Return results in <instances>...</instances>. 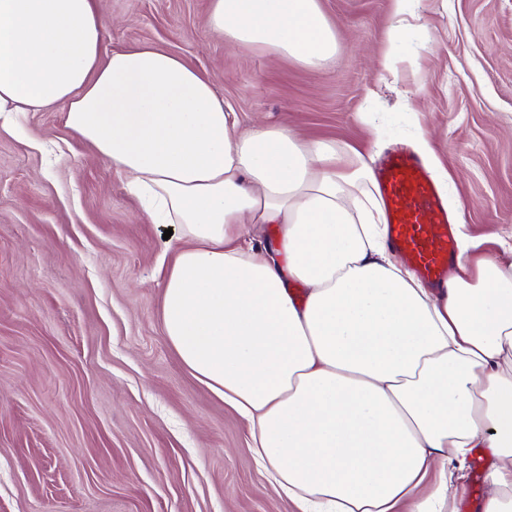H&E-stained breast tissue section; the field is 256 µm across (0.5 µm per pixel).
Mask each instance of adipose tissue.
I'll use <instances>...</instances> for the list:
<instances>
[{"instance_id":"ef3b65f1","label":"adipose tissue","mask_w":512,"mask_h":512,"mask_svg":"<svg viewBox=\"0 0 512 512\" xmlns=\"http://www.w3.org/2000/svg\"><path fill=\"white\" fill-rule=\"evenodd\" d=\"M206 24L305 65L336 54L319 0H211ZM104 40L102 0H0V119L64 105L177 231L164 334L247 422L274 490L297 512H443L448 463L487 448L483 512H512V264H470L464 237L447 287L426 288L386 244L362 154L241 131L178 55Z\"/></svg>"}]
</instances>
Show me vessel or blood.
<instances>
[{
    "mask_svg": "<svg viewBox=\"0 0 512 512\" xmlns=\"http://www.w3.org/2000/svg\"><path fill=\"white\" fill-rule=\"evenodd\" d=\"M377 186L391 248L422 279L440 283L456 246L441 190L425 163L404 150L388 151L378 168Z\"/></svg>",
    "mask_w": 512,
    "mask_h": 512,
    "instance_id": "1",
    "label": "vessel or blood"
}]
</instances>
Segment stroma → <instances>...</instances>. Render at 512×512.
<instances>
[{
    "label": "stroma",
    "instance_id": "obj_1",
    "mask_svg": "<svg viewBox=\"0 0 512 512\" xmlns=\"http://www.w3.org/2000/svg\"><path fill=\"white\" fill-rule=\"evenodd\" d=\"M210 0H104V54L205 74L242 128L384 154L426 143L458 231L512 263V0H319L335 61L230 47ZM411 40L390 49L396 18ZM0 129V512H293L239 415L162 326L171 252L56 104Z\"/></svg>",
    "mask_w": 512,
    "mask_h": 512
}]
</instances>
